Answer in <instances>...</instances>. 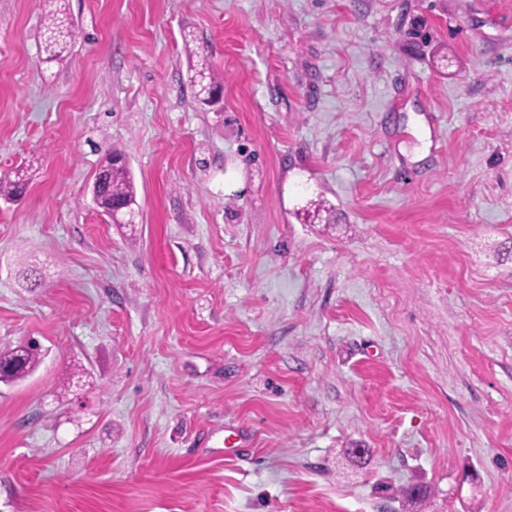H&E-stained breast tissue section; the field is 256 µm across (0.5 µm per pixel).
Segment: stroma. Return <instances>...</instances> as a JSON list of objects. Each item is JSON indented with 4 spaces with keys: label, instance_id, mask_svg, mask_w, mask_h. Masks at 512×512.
<instances>
[{
    "label": "stroma",
    "instance_id": "obj_1",
    "mask_svg": "<svg viewBox=\"0 0 512 512\" xmlns=\"http://www.w3.org/2000/svg\"><path fill=\"white\" fill-rule=\"evenodd\" d=\"M45 8L0 0V512H512V0H68L50 63ZM75 29L71 17L65 9H55L44 19L43 38L46 62H52L62 55L67 45L75 38ZM113 203L136 204V188L134 181L123 164L114 163L112 172L101 188L96 206L104 212ZM28 186L29 178L24 169L17 170L13 178L11 175L0 176V200L9 201L18 198ZM41 362V349L34 341L0 350V383L11 386L35 371Z\"/></svg>",
    "mask_w": 512,
    "mask_h": 512
}]
</instances>
